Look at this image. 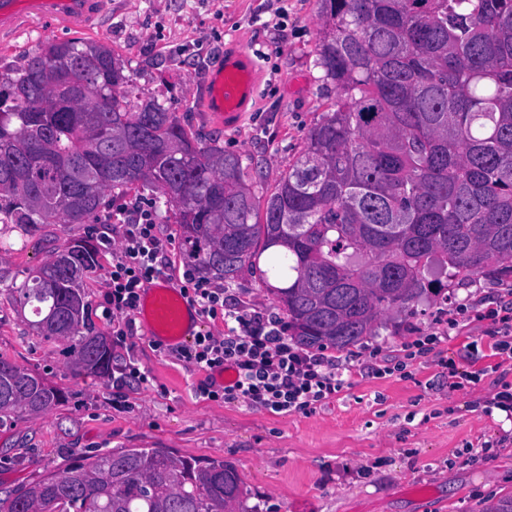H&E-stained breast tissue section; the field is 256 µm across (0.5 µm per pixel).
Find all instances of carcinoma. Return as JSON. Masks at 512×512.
Segmentation results:
<instances>
[{
    "mask_svg": "<svg viewBox=\"0 0 512 512\" xmlns=\"http://www.w3.org/2000/svg\"><path fill=\"white\" fill-rule=\"evenodd\" d=\"M316 65L334 109L260 199L240 155L206 145L169 108L136 107L104 45H49L0 74V224H106L112 193L155 190L198 269L249 267L289 335L346 350L386 310L449 279L512 276V0H320ZM79 82L72 103L59 76ZM74 240L17 287L48 338L75 340L78 372L106 376L112 344L89 318L81 279L98 263ZM65 400L0 359V427ZM0 512H259L237 469L160 448H120L10 492Z\"/></svg>",
    "mask_w": 512,
    "mask_h": 512,
    "instance_id": "1",
    "label": "carcinoma"
}]
</instances>
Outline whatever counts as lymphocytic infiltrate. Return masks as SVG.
I'll return each mask as SVG.
<instances>
[{
    "label": "lymphocytic infiltrate",
    "instance_id": "f902f5d3",
    "mask_svg": "<svg viewBox=\"0 0 512 512\" xmlns=\"http://www.w3.org/2000/svg\"><path fill=\"white\" fill-rule=\"evenodd\" d=\"M167 242L156 230L153 213L137 210L127 225L124 244L112 263L105 297L112 317L113 344L125 343L144 283L162 273L160 255ZM183 294L202 315L225 322L223 337L199 333L178 351L179 358L209 373L233 371L234 381L201 386L212 400L242 401L273 414L308 413L343 388L339 358L299 346L276 315L251 316L226 305L223 290L207 287L193 272H185Z\"/></svg>",
    "mask_w": 512,
    "mask_h": 512
}]
</instances>
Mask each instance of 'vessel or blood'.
<instances>
[{"instance_id":"obj_1","label":"vessel or blood","mask_w":512,"mask_h":512,"mask_svg":"<svg viewBox=\"0 0 512 512\" xmlns=\"http://www.w3.org/2000/svg\"><path fill=\"white\" fill-rule=\"evenodd\" d=\"M102 9L103 0H0V34L17 29L32 16L83 29ZM259 79L249 54L238 46L228 48L223 68L202 90L201 105L213 125L230 127L241 122ZM137 313L150 340L165 347L187 344L201 325L197 306L163 277L146 284Z\"/></svg>"}]
</instances>
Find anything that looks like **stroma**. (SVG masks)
Wrapping results in <instances>:
<instances>
[{"label":"stroma","instance_id":"stroma-1","mask_svg":"<svg viewBox=\"0 0 512 512\" xmlns=\"http://www.w3.org/2000/svg\"><path fill=\"white\" fill-rule=\"evenodd\" d=\"M31 19L0 34V72L20 67L29 48L80 36ZM86 40L111 49L130 77L131 104L152 99L169 107L202 142L219 138L242 156L257 195L269 193L296 161L308 131L330 111L333 85L314 64L320 37L318 0H111ZM246 48L260 80L255 109L236 127L210 124L199 94L226 46ZM150 190L116 197L106 224H43L26 232L0 224V357L66 393L61 405L20 413L0 427V498L71 461L104 449L163 448L175 457L221 458L234 464L248 505L260 512H481L512 494V421L485 402L512 385V356L495 347V327L483 314L512 290V277L442 280L413 310L382 313L377 335L347 351L352 372L342 390L310 413L274 415L244 402L200 394L207 372L157 350L134 322L113 362L134 359L144 380L116 385L112 377L72 369L68 340L34 330L16 283L68 242L90 235L99 263L85 280L96 330L111 334L101 306L112 261L135 208H148ZM170 245L164 275L181 283L195 263L183 252L177 225L155 212ZM229 287L244 312L280 307L257 274L241 271ZM467 306L459 315V306ZM441 335L409 363L405 375L368 374L369 359L388 365L417 337ZM456 373L474 374L458 383Z\"/></svg>","mask_w":512,"mask_h":512}]
</instances>
